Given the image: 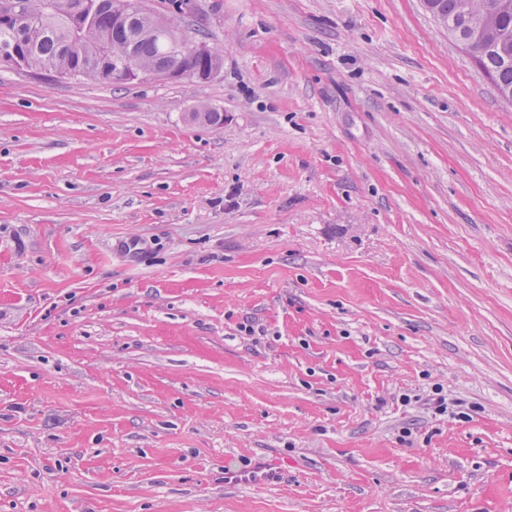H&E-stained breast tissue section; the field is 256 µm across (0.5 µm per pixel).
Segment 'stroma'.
Here are the masks:
<instances>
[{"label":"stroma","mask_w":512,"mask_h":512,"mask_svg":"<svg viewBox=\"0 0 512 512\" xmlns=\"http://www.w3.org/2000/svg\"><path fill=\"white\" fill-rule=\"evenodd\" d=\"M147 4L223 69L0 68V512H512V102L423 0ZM226 479V481H225ZM274 479L273 473L270 467L264 461H258L254 468H251L248 472L239 471H227L224 472V483L225 485H236V484H266Z\"/></svg>","instance_id":"obj_1"}]
</instances>
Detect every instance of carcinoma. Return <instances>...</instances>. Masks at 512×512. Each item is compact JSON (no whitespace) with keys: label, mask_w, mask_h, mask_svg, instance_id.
Masks as SVG:
<instances>
[{"label":"carcinoma","mask_w":512,"mask_h":512,"mask_svg":"<svg viewBox=\"0 0 512 512\" xmlns=\"http://www.w3.org/2000/svg\"><path fill=\"white\" fill-rule=\"evenodd\" d=\"M80 0H0L21 17V33L29 44L28 63L33 68L51 62L62 71L72 66L67 46L77 43L85 60L97 61L122 55L130 48L139 64L170 65L196 79L195 72L205 67L223 68L224 59L203 60L179 50L177 43H189L183 33H171L161 40L144 32L145 20L137 13L116 23L112 13L124 9V0H94L98 7L88 26L76 30L65 17ZM503 0H429V11L441 16L448 33L472 47L479 67L494 82L502 98L512 101V7Z\"/></svg>","instance_id":"1"}]
</instances>
